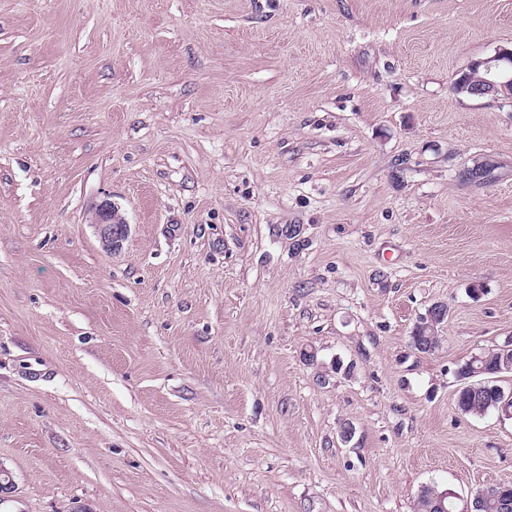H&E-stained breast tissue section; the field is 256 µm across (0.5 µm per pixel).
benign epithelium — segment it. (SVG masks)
Returning a JSON list of instances; mask_svg holds the SVG:
<instances>
[{
	"instance_id": "obj_1",
	"label": "benign epithelium",
	"mask_w": 512,
	"mask_h": 512,
	"mask_svg": "<svg viewBox=\"0 0 512 512\" xmlns=\"http://www.w3.org/2000/svg\"><path fill=\"white\" fill-rule=\"evenodd\" d=\"M455 89L475 96H499L512 101V48L499 47L494 55L472 62L455 81ZM100 240L108 250L120 248L128 235L129 225L111 202H103L95 211ZM454 502H448V498ZM438 512H472L470 500L445 491L437 496Z\"/></svg>"
}]
</instances>
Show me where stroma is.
Returning <instances> with one entry per match:
<instances>
[{
  "instance_id": "obj_1",
  "label": "stroma",
  "mask_w": 512,
  "mask_h": 512,
  "mask_svg": "<svg viewBox=\"0 0 512 512\" xmlns=\"http://www.w3.org/2000/svg\"><path fill=\"white\" fill-rule=\"evenodd\" d=\"M511 45L512 0H0V512L512 484L456 405L512 341V101L453 88ZM93 224L99 230L100 240L107 250H117L128 235L129 225L111 202H103L95 211Z\"/></svg>"
}]
</instances>
